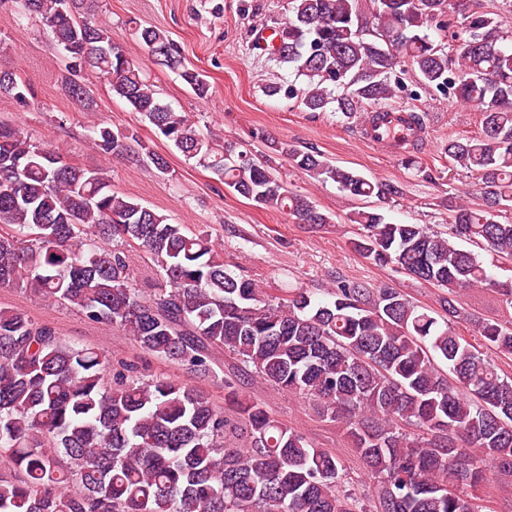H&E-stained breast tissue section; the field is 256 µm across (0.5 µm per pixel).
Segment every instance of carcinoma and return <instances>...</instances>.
I'll list each match as a JSON object with an SVG mask.
<instances>
[{
  "label": "carcinoma",
  "mask_w": 512,
  "mask_h": 512,
  "mask_svg": "<svg viewBox=\"0 0 512 512\" xmlns=\"http://www.w3.org/2000/svg\"><path fill=\"white\" fill-rule=\"evenodd\" d=\"M69 59L147 118L186 158L224 186L297 224L331 223L306 195L274 173L277 156L349 196L380 200L390 185L336 166L320 153L265 138L267 158L226 144L218 149L96 21L86 0H17ZM276 39L258 31L253 48L307 82L288 94L307 112L327 105L351 119L404 88L420 85L479 112L481 133L451 138L448 158L480 175L481 208L448 201V233L395 224L356 210L352 247L437 288L441 311L415 304L388 285L341 280L320 300L301 288L278 301L224 267L211 238L186 230L112 190L103 169L73 166L17 124L0 120V288H21L84 318L115 325L138 349L208 378L209 348L224 347L263 380L318 402L380 479L379 512H483L474 489L490 458L512 476V377L458 334V297L490 289L512 309V280L499 281L481 252L512 259V47L499 45L503 18L472 0H289ZM461 26L462 33L455 31ZM434 29L451 42L419 34ZM135 37L159 66L199 99L210 84L186 65L180 46L157 26ZM86 105L89 90L67 79ZM0 96L22 106L36 93L14 71H0ZM135 132L97 127L91 143L106 157L166 158L135 151ZM465 239L476 250L459 249ZM156 268L154 288L138 287L132 252ZM479 336L512 355V324L481 322ZM123 362L113 370L94 347L73 346L21 309L0 307V458L20 474H0V512H363L336 491L335 454L309 444L257 402H228L251 434L248 448L224 447V409L172 378L144 379ZM423 436L410 438L399 422Z\"/></svg>",
  "instance_id": "1"
}]
</instances>
